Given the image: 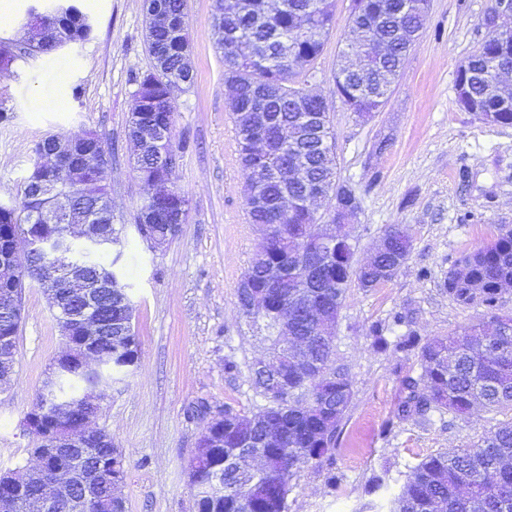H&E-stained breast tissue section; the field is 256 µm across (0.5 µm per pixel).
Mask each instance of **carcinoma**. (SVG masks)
<instances>
[{
	"mask_svg": "<svg viewBox=\"0 0 512 512\" xmlns=\"http://www.w3.org/2000/svg\"><path fill=\"white\" fill-rule=\"evenodd\" d=\"M150 13L165 22H146V45L152 68L143 73L134 93L135 107L128 120V142L135 169L149 186L169 181L171 170L155 162V144L139 131L152 132L156 141L173 157L181 146L172 142L174 94L189 87L193 72L189 57L191 44L185 13V0H149ZM309 0H288V7L267 10V0H224L219 15L213 18L219 44L224 49V80L236 85V103L231 112L237 143V161L248 177L262 184V201L246 207L248 222L268 226L262 248L251 258L246 274L251 283L261 284L272 265L288 270L281 287L270 290L269 307L288 303L299 312L296 332L288 336V346L298 345L307 355L322 363V372L290 381L288 397H279L265 388L260 371L251 370V381L267 404L258 412L245 415L230 409L218 411L219 420L208 423L197 443L206 449L204 462L190 468L192 484L198 486L220 477L224 479V499L199 504L198 512H287L289 483L295 471L322 458L334 445L336 424L348 410L353 390L339 370L329 368L335 347V328L348 288H376L391 280L407 261L412 241L391 227L385 231L374 266L357 263V246L343 239L317 241L309 234L319 221L315 208L332 211L336 189L346 190L337 176L333 134L328 107L322 100L298 96L295 87L305 82V68L321 55L335 21L334 0H314L317 7L308 12ZM405 0H366L367 11L353 19L354 35L368 34L385 39V55L369 58L357 69L358 75L334 74L336 91L349 93L367 102L376 111L387 102L391 86L399 77L414 41L427 15L403 13ZM309 28L322 36L313 40ZM91 31L86 16L75 4L60 14L40 38L28 43L16 55L25 60L53 49L56 42L72 43L85 39ZM286 35L294 54L281 56L277 38ZM469 106L482 109V120L511 126L512 110L501 107L493 88L499 69L512 66V36L487 32L480 48L468 58ZM322 115L321 131L294 142H284L281 130L305 122V114ZM262 125L271 155H255L250 150L254 128ZM76 145L105 150L98 134L75 136ZM306 156L308 167L303 179L290 181L272 173L288 169L294 153ZM319 184L323 202H309L306 192ZM288 193V214L277 211V201ZM111 199L103 178L90 192L74 190L64 178L55 179L36 195L24 194L18 201L28 217V232L37 238L59 235L62 224L58 212L67 208L85 216L90 224L112 223ZM188 205L186 196H150L144 205L154 210L155 230L168 232V205ZM512 285V226L500 224L496 233L472 253L463 257L448 272L443 288L455 301H476L487 309L488 320L464 327L459 332L420 343L410 334L397 343L402 350L420 346L421 374L404 381L407 395L398 412L428 419L433 410L463 415L473 406L496 411L512 410V332L501 325H512V311L503 310L498 296ZM103 364L100 373L84 371L79 359L59 354L49 365L46 382L54 399L70 405L78 403L80 391L96 387L107 393L119 375L134 366L140 355L135 328L112 327V333L95 344ZM282 427L286 440L279 448H267L262 466L254 476H240L231 457L245 441H261L266 432ZM77 462L93 475L97 509L87 512H114L110 509L109 484L124 480L120 449L112 439L100 441L73 453L71 458H52L46 466L55 468ZM36 488L18 484L11 491L10 512H25ZM390 512H512V421L499 426L477 442L462 449L429 455L415 467L413 476L394 498Z\"/></svg>",
	"mask_w": 512,
	"mask_h": 512,
	"instance_id": "obj_1",
	"label": "carcinoma"
}]
</instances>
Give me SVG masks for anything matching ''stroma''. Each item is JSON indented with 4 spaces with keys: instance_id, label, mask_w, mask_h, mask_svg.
<instances>
[{
    "instance_id": "obj_1",
    "label": "stroma",
    "mask_w": 512,
    "mask_h": 512,
    "mask_svg": "<svg viewBox=\"0 0 512 512\" xmlns=\"http://www.w3.org/2000/svg\"><path fill=\"white\" fill-rule=\"evenodd\" d=\"M222 0H186L192 85L175 94L172 135L184 145L169 185L189 199L187 221L156 251L134 229L149 189L130 156L127 123L137 80L152 66L143 0H77L91 23L80 42L13 63L0 80V202L20 199L46 136L95 131L108 159L112 216L122 225L116 266L136 307V367L113 384L94 421L122 448L127 512H196L189 464L205 422L198 404L251 413L264 398L250 381L271 342L260 318L244 314L237 290L264 235L245 213L246 177L237 162L229 87L212 26ZM349 0L308 79L331 116L338 176L359 209L347 227L366 261L385 230L398 226L412 251L379 287L350 288L336 325L333 368L353 388L333 448L290 481L288 512H389V502L426 456L462 448L512 419L510 411H435L429 421L399 416L403 381L421 372L417 351L396 349L408 332L445 336L482 320L483 305L443 290L449 270L512 225V126L460 109L456 75L483 41L491 0H429L428 18L386 105L360 120L336 93L333 76L348 25ZM380 325L379 349L370 333ZM63 347L41 288L24 294L16 366L0 391V468L29 462L33 439L21 423ZM234 370H226V363Z\"/></svg>"
}]
</instances>
